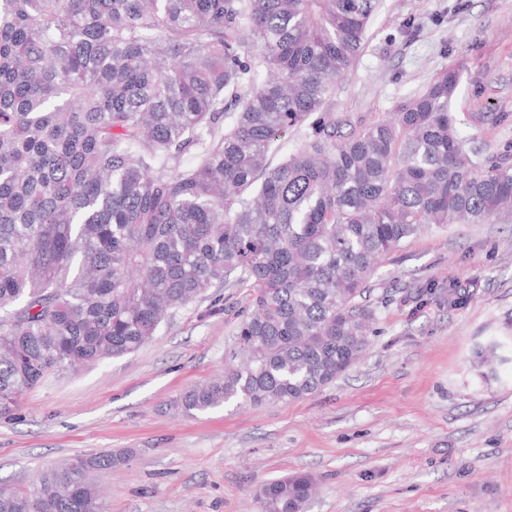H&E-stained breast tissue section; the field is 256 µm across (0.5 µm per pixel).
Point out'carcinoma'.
Instances as JSON below:
<instances>
[{
	"mask_svg": "<svg viewBox=\"0 0 512 512\" xmlns=\"http://www.w3.org/2000/svg\"><path fill=\"white\" fill-rule=\"evenodd\" d=\"M376 2L0 0L1 416L230 284L249 299L224 376L184 411L314 395L366 353L383 259L430 226L512 223V161L465 149L456 71L360 129L324 111ZM503 350L479 347L481 363ZM125 460L1 487L0 512H106L95 475ZM314 491L295 473L256 499L306 512Z\"/></svg>",
	"mask_w": 512,
	"mask_h": 512,
	"instance_id": "1",
	"label": "carcinoma"
}]
</instances>
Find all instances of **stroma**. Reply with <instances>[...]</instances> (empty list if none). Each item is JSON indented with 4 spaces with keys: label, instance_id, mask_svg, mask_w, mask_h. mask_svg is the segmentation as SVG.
Listing matches in <instances>:
<instances>
[{
    "label": "stroma",
    "instance_id": "35a3bbf8",
    "mask_svg": "<svg viewBox=\"0 0 512 512\" xmlns=\"http://www.w3.org/2000/svg\"><path fill=\"white\" fill-rule=\"evenodd\" d=\"M444 69L458 73L468 147L512 155V0H378L325 109L350 128L387 118ZM370 288L366 354L287 404H179L222 373L248 302L239 287L210 289L133 353L50 374L0 418V487L127 450L100 479L106 512H259L258 486L296 472L317 481L306 512H512V363L487 379L475 365L478 346L512 340V226L425 229Z\"/></svg>",
    "mask_w": 512,
    "mask_h": 512
}]
</instances>
